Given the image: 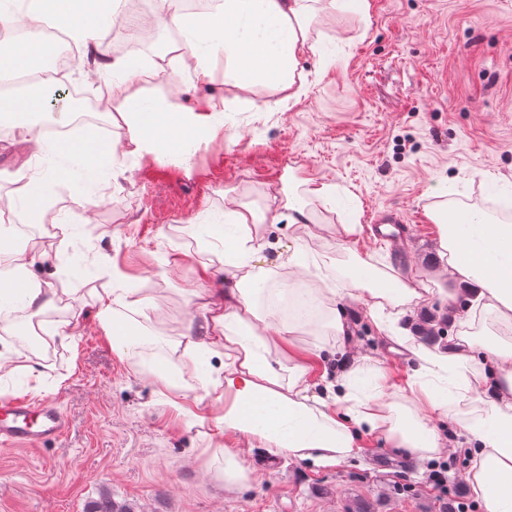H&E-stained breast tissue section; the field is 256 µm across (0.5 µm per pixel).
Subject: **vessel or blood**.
Masks as SVG:
<instances>
[{"mask_svg": "<svg viewBox=\"0 0 512 512\" xmlns=\"http://www.w3.org/2000/svg\"><path fill=\"white\" fill-rule=\"evenodd\" d=\"M67 420L50 402H34L24 397L0 399V443L25 445L62 437Z\"/></svg>", "mask_w": 512, "mask_h": 512, "instance_id": "vessel-or-blood-1", "label": "vessel or blood"}]
</instances>
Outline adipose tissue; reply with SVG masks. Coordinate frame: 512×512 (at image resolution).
<instances>
[{
    "mask_svg": "<svg viewBox=\"0 0 512 512\" xmlns=\"http://www.w3.org/2000/svg\"><path fill=\"white\" fill-rule=\"evenodd\" d=\"M122 0H0V25L28 27L24 37L0 46V74L33 66L44 56L38 36L42 25L64 28L91 60L95 75L107 78L119 105L113 117L124 128L133 153L188 158L224 126V114L270 89L281 102L307 92L302 59L316 56L309 36L318 11L367 14L369 0H220L214 12L188 18L183 0H158L151 22L186 33L185 41L165 42L157 62L103 59L97 34L122 17ZM193 56L197 66L184 93L215 83L234 89L233 98L212 95L187 104L161 87L166 64ZM45 109L42 91L22 95L0 92V118L22 129L35 153L51 151L50 170L41 176L17 172V198L28 216L39 215L56 186L66 185L98 205L99 186L119 172L114 148L86 134L46 146L35 118ZM226 220L207 227L224 249V275L211 267L201 273L202 321L188 326L182 339L168 344L155 366L167 387L183 391L199 383L191 404L174 401L197 423L216 419L224 426V479L237 484L250 468L245 449L267 455L288 454L315 466H333L359 453V440L374 437L403 448L418 460L440 456L449 443L473 448V492L486 512H512V224L494 223L474 208L430 209L444 279L466 285L474 294L473 311L463 331L445 351L407 347L406 329L396 308L430 301L435 291L421 278L383 271L356 257L332 288H301L310 275L309 250L294 244L277 254L272 266L261 264L270 249L268 225L316 223L306 199L295 190L284 194L280 211L271 213L243 202L224 206ZM45 260L33 251L16 258L14 277L0 279V319L18 312L39 319L53 305L56 291L33 281ZM361 302L389 340L406 347L416 365L405 387L389 391V376L371 355L357 354L334 373H323L313 387L310 372L319 357L306 336L343 346L346 324L338 303ZM102 328L113 346L128 357L151 344L141 320L154 302L145 288H114L101 297ZM452 423L444 432L441 422Z\"/></svg>",
    "mask_w": 512,
    "mask_h": 512,
    "instance_id": "adipose-tissue-1",
    "label": "adipose tissue"
}]
</instances>
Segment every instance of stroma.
Segmentation results:
<instances>
[{
	"label": "stroma",
	"instance_id": "obj_1",
	"mask_svg": "<svg viewBox=\"0 0 512 512\" xmlns=\"http://www.w3.org/2000/svg\"><path fill=\"white\" fill-rule=\"evenodd\" d=\"M369 2L367 15L324 13L312 23L322 53L303 63L311 73L306 98L226 113L223 129L187 163L127 154L117 130L115 160L125 173L105 202L93 208L60 187L45 204L50 223L66 218L72 226L68 240L54 235L37 245L56 272L57 301L41 317L52 350L28 358L39 381L0 378V397L53 402L68 429L33 449L0 444V512H86L104 497L134 512H486L468 480L470 461L449 453L414 461L374 439L334 467L258 458L251 481L226 487L224 461L213 454L223 429L176 413L172 392L123 358L99 323L98 297L116 270L153 286L159 308L145 321L148 331L178 339L198 311L189 291L201 285V265L223 269L220 248L201 227L223 220L228 196L275 212L287 188L329 185L350 207L312 199L321 222L356 221L360 255L433 280L441 263L426 209L440 192L452 208L476 195L512 198V0ZM34 164L19 129L0 135V199L15 194L12 173ZM380 212L402 220L398 249L369 229ZM310 247L312 283L334 284L350 254L332 235ZM340 309L353 345L404 384L411 361L390 351L360 304L344 300ZM76 313L74 335L57 336ZM462 315L438 295L402 307L400 319L416 329L447 318L451 338ZM441 468L448 483L438 488L430 474Z\"/></svg>",
	"mask_w": 512,
	"mask_h": 512
}]
</instances>
